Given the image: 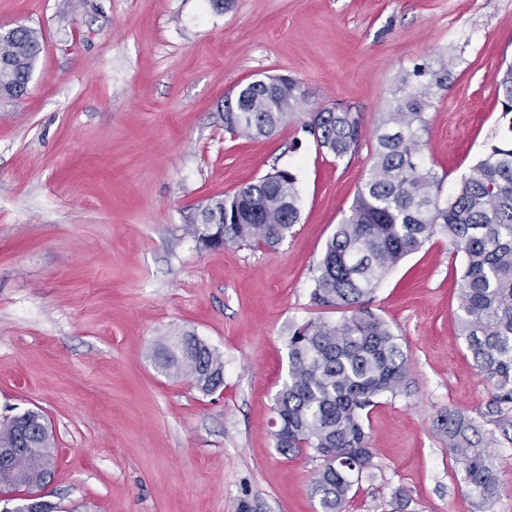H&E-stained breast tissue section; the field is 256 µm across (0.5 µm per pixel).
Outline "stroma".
Returning <instances> with one entry per match:
<instances>
[{"label":"stroma","mask_w":512,"mask_h":512,"mask_svg":"<svg viewBox=\"0 0 512 512\" xmlns=\"http://www.w3.org/2000/svg\"><path fill=\"white\" fill-rule=\"evenodd\" d=\"M42 36L26 95L0 101V418L40 409L57 512H322L314 451L281 454L274 398L288 336L342 310L312 276L371 168L381 113L414 66L448 62L421 159L451 193L506 132L512 0H0V28ZM300 81V114L269 138L224 130V96L268 75ZM340 102L359 147L319 151L301 115ZM298 176L300 218L273 248H202L186 231L209 197L273 168ZM463 257L433 237L369 309L407 377L364 413L372 465L346 512H512V440L486 453L490 503L448 451V412L487 432L492 384L459 332ZM191 332L224 360L203 395L156 348Z\"/></svg>","instance_id":"35a3bbf8"}]
</instances>
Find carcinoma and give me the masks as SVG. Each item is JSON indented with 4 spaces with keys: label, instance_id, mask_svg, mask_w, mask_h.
Returning a JSON list of instances; mask_svg holds the SVG:
<instances>
[{
    "label": "carcinoma",
    "instance_id": "obj_1",
    "mask_svg": "<svg viewBox=\"0 0 512 512\" xmlns=\"http://www.w3.org/2000/svg\"><path fill=\"white\" fill-rule=\"evenodd\" d=\"M40 52V35L30 27L0 37L1 99L15 101L26 93ZM449 76L448 63L440 60L402 78V95L380 118L368 178L327 242L313 278L312 303L345 315L335 324L308 321L288 337V379L276 394L273 436L284 454L311 449L330 456L311 488L322 512H344L351 475L372 465L363 411L400 390L407 374V357L390 327L364 302L388 272L437 234L448 237L465 258L459 323L475 366L495 389L489 439L512 430V64L499 84L507 132L444 198L445 176L420 164L418 152L428 128L426 111ZM303 97L291 77L247 84L233 95L235 111L224 113V127L233 134L271 137ZM362 128V113L340 103L311 112L302 122L317 146L336 158L358 148ZM299 217L297 175L276 168L228 199H208L191 232L205 248L274 247ZM159 363L205 395L224 383L221 355L192 333L164 343ZM41 418L40 410L31 409L0 420V448L28 449L17 462L0 461L1 487H34L53 476L51 437L41 432ZM443 426L448 451L471 491L491 502L496 477L469 437L478 429L451 412Z\"/></svg>",
    "mask_w": 512,
    "mask_h": 512
}]
</instances>
